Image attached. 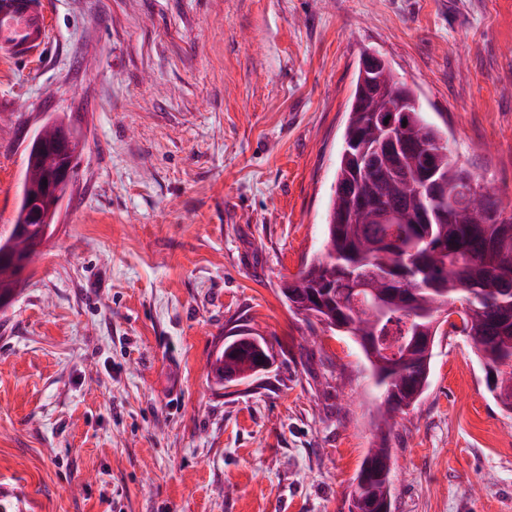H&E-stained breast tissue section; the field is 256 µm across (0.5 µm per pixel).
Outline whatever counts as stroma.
<instances>
[{"label":"stroma","mask_w":512,"mask_h":512,"mask_svg":"<svg viewBox=\"0 0 512 512\" xmlns=\"http://www.w3.org/2000/svg\"><path fill=\"white\" fill-rule=\"evenodd\" d=\"M0 58V229L49 116L79 129L58 232L0 312L7 512H345L368 449L393 512H512V413L442 324L429 385L378 427L351 337L281 287L322 248L363 51L512 208V0H44ZM247 327L269 369L207 374ZM50 40V24L42 0L0 1V49L16 61L42 53Z\"/></svg>","instance_id":"35a3bbf8"}]
</instances>
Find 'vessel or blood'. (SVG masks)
<instances>
[{"label": "vessel or blood", "mask_w": 512, "mask_h": 512, "mask_svg": "<svg viewBox=\"0 0 512 512\" xmlns=\"http://www.w3.org/2000/svg\"><path fill=\"white\" fill-rule=\"evenodd\" d=\"M50 24L42 0H0V52L16 61L42 53Z\"/></svg>", "instance_id": "1"}]
</instances>
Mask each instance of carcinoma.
Masks as SVG:
<instances>
[{"instance_id":"obj_1","label":"carcinoma","mask_w":512,"mask_h":512,"mask_svg":"<svg viewBox=\"0 0 512 512\" xmlns=\"http://www.w3.org/2000/svg\"><path fill=\"white\" fill-rule=\"evenodd\" d=\"M354 90L343 136L334 198L328 214L326 242L320 253L284 286L288 301L311 303L305 319L349 336H387L392 356H366L375 387L384 396L383 420L415 403L428 383L432 350L416 337H436L440 318L457 303L460 323L450 326L472 342L483 364L492 397L512 412V223L488 216L480 224L449 215L421 214L432 206L414 185V175L433 171L448 185V197L460 204L466 180L481 186L478 176L459 162L445 132L425 112H399L395 97L378 104L374 130L359 111ZM406 124L428 142V164L417 143L400 150L397 170L379 169L357 177L353 155L358 140L372 145L385 123ZM383 199L396 208L393 224H342L340 218L356 197ZM33 208L21 189L15 223L0 231V307L23 283L20 261L53 236L28 223ZM386 305L384 319L363 317L365 302ZM255 368V350L242 346L224 354V371L248 379ZM393 462L387 447L371 448L345 501L347 512H392Z\"/></svg>"}]
</instances>
